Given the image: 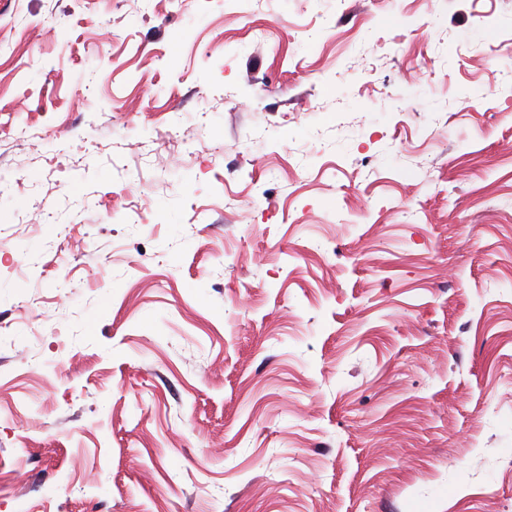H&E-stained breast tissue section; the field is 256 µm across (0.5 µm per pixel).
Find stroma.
I'll return each instance as SVG.
<instances>
[{
  "label": "stroma",
  "instance_id": "35a3bbf8",
  "mask_svg": "<svg viewBox=\"0 0 512 512\" xmlns=\"http://www.w3.org/2000/svg\"><path fill=\"white\" fill-rule=\"evenodd\" d=\"M511 45L512 0H0V512H512Z\"/></svg>",
  "mask_w": 512,
  "mask_h": 512
}]
</instances>
